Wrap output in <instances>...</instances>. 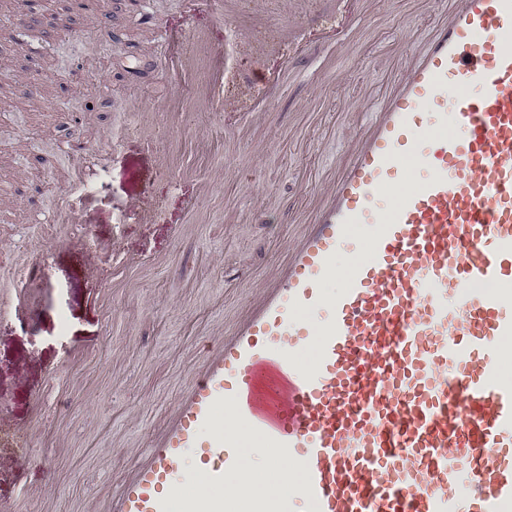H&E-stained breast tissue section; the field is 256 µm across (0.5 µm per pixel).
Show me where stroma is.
<instances>
[{
    "label": "stroma",
    "instance_id": "35a3bbf8",
    "mask_svg": "<svg viewBox=\"0 0 512 512\" xmlns=\"http://www.w3.org/2000/svg\"><path fill=\"white\" fill-rule=\"evenodd\" d=\"M105 7L108 35L65 9L46 34L0 0V512H99L333 174L349 105L375 107L439 18L377 0L340 57L329 0H234L221 22L195 0ZM187 23L224 51L217 104L205 53L182 88L158 68V25ZM293 25L311 54L251 111ZM76 165L87 210L63 224Z\"/></svg>",
    "mask_w": 512,
    "mask_h": 512
}]
</instances>
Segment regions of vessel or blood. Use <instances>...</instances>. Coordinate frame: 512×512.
Wrapping results in <instances>:
<instances>
[{
  "instance_id": "1",
  "label": "vessel or blood",
  "mask_w": 512,
  "mask_h": 512,
  "mask_svg": "<svg viewBox=\"0 0 512 512\" xmlns=\"http://www.w3.org/2000/svg\"><path fill=\"white\" fill-rule=\"evenodd\" d=\"M162 36L183 85L185 34ZM353 113L284 264L102 512H227L244 432L301 476L283 512H512V0H448ZM192 467L214 495L188 493Z\"/></svg>"
}]
</instances>
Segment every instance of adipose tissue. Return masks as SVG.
I'll return each instance as SVG.
<instances>
[{"instance_id":"obj_1","label":"adipose tissue","mask_w":512,"mask_h":512,"mask_svg":"<svg viewBox=\"0 0 512 512\" xmlns=\"http://www.w3.org/2000/svg\"><path fill=\"white\" fill-rule=\"evenodd\" d=\"M241 465L226 474V484L235 491L234 512H254L261 503L287 496L298 476L287 461L274 457L253 435H243L238 448Z\"/></svg>"}]
</instances>
